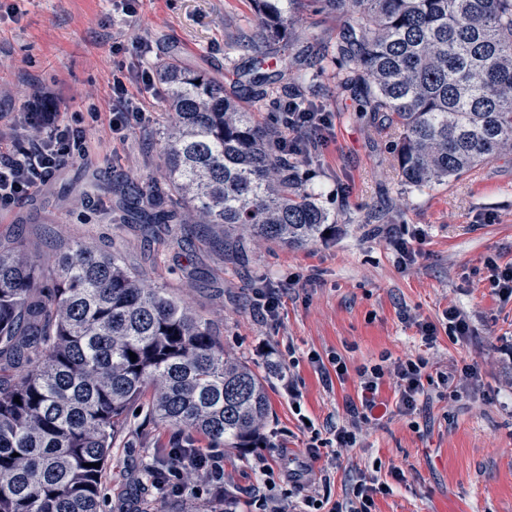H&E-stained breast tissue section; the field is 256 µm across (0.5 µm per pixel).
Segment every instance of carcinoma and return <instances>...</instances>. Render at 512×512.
Wrapping results in <instances>:
<instances>
[{"label":"carcinoma","mask_w":512,"mask_h":512,"mask_svg":"<svg viewBox=\"0 0 512 512\" xmlns=\"http://www.w3.org/2000/svg\"><path fill=\"white\" fill-rule=\"evenodd\" d=\"M310 1L354 16L336 45L337 75L363 91L361 109L400 132L394 163L406 183L456 180L512 152V0ZM256 2L261 35L283 61L300 36L316 38L296 0ZM158 79L173 115L159 154L170 196L195 223L230 247L302 246L336 222L276 149V132L223 83L175 61ZM128 197L148 224L179 217L152 190ZM2 365L21 374L0 376V512H105L112 444L147 393L158 422L216 448L248 447L269 416L262 379L199 314L81 241L45 275L22 243H0Z\"/></svg>","instance_id":"obj_1"}]
</instances>
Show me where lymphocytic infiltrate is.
Instances as JSON below:
<instances>
[{"instance_id": "lymphocytic-infiltrate-1", "label": "lymphocytic infiltrate", "mask_w": 512, "mask_h": 512, "mask_svg": "<svg viewBox=\"0 0 512 512\" xmlns=\"http://www.w3.org/2000/svg\"><path fill=\"white\" fill-rule=\"evenodd\" d=\"M136 93H129L123 77L112 78V108L106 117L91 113L90 117L67 118L53 111L49 102L27 104L17 112L8 113L6 125L15 134L11 146H0V210H5L23 200L54 174L69 158L84 154L88 149L87 120H104L109 136H124L132 129L150 125L155 120L147 103L157 92L151 72H141ZM285 137L279 138L280 152L304 159L316 155L326 145L332 128V119L326 112H310L303 107L299 97L284 99L279 112ZM428 362L420 356L391 359L382 356L379 363L358 368L359 393L356 399L345 403L341 421H327L324 438H312L305 449L307 458L315 460L321 448L328 443L350 448L357 441L363 424L374 417L380 405L379 389L385 377L396 382L401 405L412 410L423 390ZM172 462L164 471V483L174 496L189 492L183 481L185 470L198 472L202 486L221 489L224 483V456L205 448L183 447L171 451ZM388 483L377 477H362L347 492L342 501L336 502L331 512H373L376 495L389 494Z\"/></svg>"}]
</instances>
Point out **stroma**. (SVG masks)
<instances>
[{
    "label": "stroma",
    "mask_w": 512,
    "mask_h": 512,
    "mask_svg": "<svg viewBox=\"0 0 512 512\" xmlns=\"http://www.w3.org/2000/svg\"><path fill=\"white\" fill-rule=\"evenodd\" d=\"M317 40H303L299 54L282 63L272 42L260 39L253 0H137L125 13L114 0H22L17 16L0 10V113L20 107L18 90L50 97L60 112H105L112 73L134 77L178 59L187 68L224 82L227 95L257 108L245 84L254 65L272 76L271 95L300 92L330 112L333 134L314 163L303 165L304 187L336 222L305 246L247 242L232 257L209 245L199 224L137 223L117 195L96 191L90 178L126 187L161 180L156 147L166 101L153 104L157 124L130 131L124 139L74 158L32 195L0 211V242L23 241L38 267L81 241L119 253L127 266L146 272L155 286L185 300L205 318L225 352L246 361L267 383L271 412L263 430L270 448L224 454V489L234 493L236 512H251L252 488L302 500L304 491L269 482L257 465L279 459L306 460L311 433L343 415L356 397V370L392 358L423 356L430 369L478 364V381L461 398L436 395L407 415L396 409L395 382L385 379L380 398L392 411L363 425L352 448L326 447L309 462L328 471L317 499H342L361 475H377L393 491L375 498L374 512H512V371L501 363V340L512 336V299L492 294L487 258L512 262V156L476 167L468 176L430 187L405 183L393 165L394 130L361 112L353 90L339 86L325 59L352 24L348 14L313 7L303 11ZM314 75L309 84L301 74ZM424 230L422 254L402 259L394 240ZM289 291L277 322L262 321L251 300L260 280ZM465 313L474 329L453 341L441 325L448 307ZM439 326L436 345L422 344L417 321ZM337 355L348 372L325 389L309 352ZM292 353V372L302 392L293 410L276 364ZM150 415H132L113 443L102 492L106 512H147L145 472L161 452L185 444ZM402 471L395 481L393 471Z\"/></svg>",
    "instance_id": "35a3bbf8"
}]
</instances>
